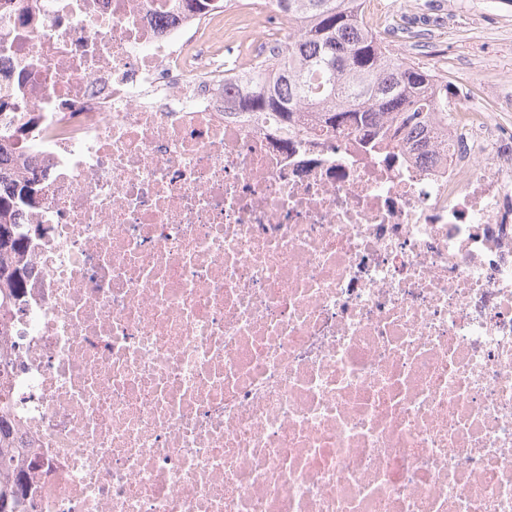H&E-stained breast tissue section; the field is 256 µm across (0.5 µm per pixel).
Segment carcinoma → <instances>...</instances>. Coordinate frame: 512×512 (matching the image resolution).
<instances>
[{"instance_id":"1","label":"carcinoma","mask_w":512,"mask_h":512,"mask_svg":"<svg viewBox=\"0 0 512 512\" xmlns=\"http://www.w3.org/2000/svg\"><path fill=\"white\" fill-rule=\"evenodd\" d=\"M274 10L296 23L288 46L257 55L224 95V112L263 116L284 127L306 114L330 136L361 134L387 149L399 141L420 148L434 143V115L448 110V81L395 54L366 20V0H271ZM16 225L0 209V280L15 272L8 244ZM0 427V512L20 506L9 472L14 449Z\"/></svg>"}]
</instances>
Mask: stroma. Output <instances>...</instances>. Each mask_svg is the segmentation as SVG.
<instances>
[{
	"mask_svg": "<svg viewBox=\"0 0 512 512\" xmlns=\"http://www.w3.org/2000/svg\"><path fill=\"white\" fill-rule=\"evenodd\" d=\"M381 7L392 48L448 82L466 74L476 94L491 96L512 71V0H370L368 11Z\"/></svg>",
	"mask_w": 512,
	"mask_h": 512,
	"instance_id": "stroma-1",
	"label": "stroma"
}]
</instances>
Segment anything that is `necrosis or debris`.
Masks as SVG:
<instances>
[{
	"mask_svg": "<svg viewBox=\"0 0 512 512\" xmlns=\"http://www.w3.org/2000/svg\"><path fill=\"white\" fill-rule=\"evenodd\" d=\"M268 0H0L19 512H512V81L432 151L225 113Z\"/></svg>",
	"mask_w": 512,
	"mask_h": 512,
	"instance_id": "obj_1",
	"label": "necrosis or debris"
}]
</instances>
